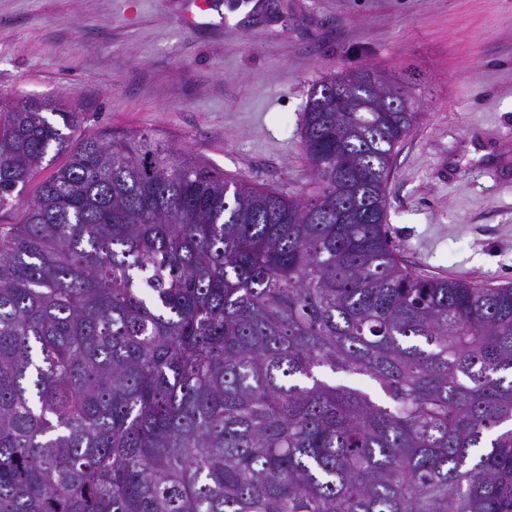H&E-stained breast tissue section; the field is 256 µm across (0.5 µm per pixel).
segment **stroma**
I'll return each mask as SVG.
<instances>
[{
  "label": "stroma",
  "instance_id": "1",
  "mask_svg": "<svg viewBox=\"0 0 512 512\" xmlns=\"http://www.w3.org/2000/svg\"><path fill=\"white\" fill-rule=\"evenodd\" d=\"M187 2L0 0V96L299 197L312 87L401 79L420 107L388 183L394 251L430 278L512 283V0H279L233 34L183 28Z\"/></svg>",
  "mask_w": 512,
  "mask_h": 512
}]
</instances>
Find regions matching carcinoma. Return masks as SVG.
Listing matches in <instances>:
<instances>
[{"label":"carcinoma","mask_w":512,"mask_h":512,"mask_svg":"<svg viewBox=\"0 0 512 512\" xmlns=\"http://www.w3.org/2000/svg\"><path fill=\"white\" fill-rule=\"evenodd\" d=\"M398 88H312L301 198L0 102L1 213L67 154L0 229V512H512V284L393 251Z\"/></svg>","instance_id":"carcinoma-1"}]
</instances>
